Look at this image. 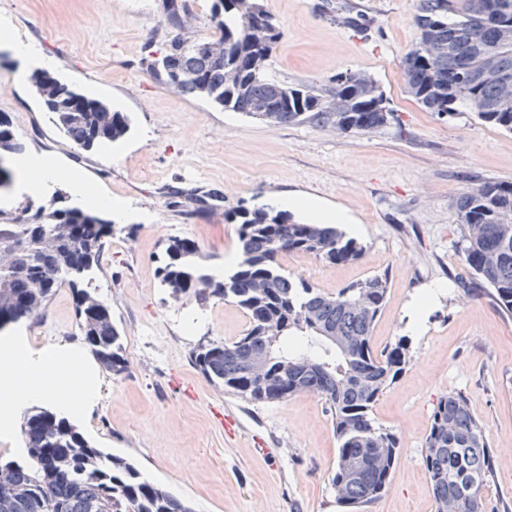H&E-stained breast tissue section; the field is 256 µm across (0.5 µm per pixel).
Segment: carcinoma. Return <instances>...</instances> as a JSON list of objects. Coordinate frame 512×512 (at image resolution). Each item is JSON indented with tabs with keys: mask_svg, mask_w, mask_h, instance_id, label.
<instances>
[{
	"mask_svg": "<svg viewBox=\"0 0 512 512\" xmlns=\"http://www.w3.org/2000/svg\"><path fill=\"white\" fill-rule=\"evenodd\" d=\"M483 0H420L416 22L420 43L427 45V59L409 50L401 59L406 86L421 95L430 112L448 115L474 112L484 122L512 131V112L493 110L497 88L492 83L469 84L463 76V59L469 43L484 35ZM166 26L181 24L187 0H162ZM210 24L215 38L226 43L224 61L210 59L198 47L183 48L172 37L173 67L182 76L178 92L203 97L226 111L256 116L261 104L273 107L279 124L308 123L316 127L341 120L347 132H370L386 126L393 112L382 111L384 93L375 82L355 86L353 72L336 77L333 99L313 89L287 86L251 67L260 53L271 56L283 36L282 28L257 5L251 16L237 12L232 0H224L221 12L211 7ZM268 31L258 44L256 27ZM241 72V83L224 86V68ZM57 78L43 71L31 75L37 92H54ZM57 126L77 147L90 150L124 137L130 129L128 116L114 112L112 126L98 129V111L65 112L45 107ZM485 193L474 199L462 194L455 208L459 233V259L473 271V278L457 287L468 297H488L512 317V181L483 183ZM53 205L36 211L41 225L72 221L78 236L46 257L31 225L0 209V253L8 256L0 265V277L10 278L13 288H0V317L13 322L38 317L57 288H72L79 317L78 328L85 344L100 365L114 374L128 368L124 338L107 321L92 324L93 312L83 301L95 292L84 279L99 263L105 225L111 220L92 210L71 207L58 194ZM237 224L240 260L217 278L199 261L195 243L172 238L159 267L160 284L178 297V287L196 285L192 295L200 303L212 298L229 301L249 316V327L231 343L205 340L192 352L194 365L224 392L259 404L279 403L291 396L314 393L325 399L331 415L338 454L330 486L342 484L336 503L348 512H363L384 493L399 448L398 437L377 425L373 409L383 391L394 383L409 363V340L378 353L372 332L383 312L388 293L385 275L369 277L328 295L300 278L288 277L280 263L283 255H312L327 265L361 258L363 247L331 224L294 221L281 211L263 206H240L228 216ZM47 281L48 288L29 296L22 288L27 279ZM277 319L284 331L266 336L263 324ZM330 332L341 340L337 346L325 337ZM272 351L268 377L262 386L249 380L252 352ZM25 417L44 422V436L33 441L22 435L27 461H0V470L11 479L0 481V512H193L190 504L160 485L145 480L135 465L120 456H107L94 447L78 427L52 411L33 406ZM374 448L386 449L375 462ZM423 462L432 490L435 512L441 504L460 502V512H485L484 491L494 480L493 451L482 426L472 417L461 393L440 397L425 438Z\"/></svg>",
	"mask_w": 512,
	"mask_h": 512,
	"instance_id": "carcinoma-1",
	"label": "carcinoma"
}]
</instances>
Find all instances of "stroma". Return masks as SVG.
<instances>
[{"instance_id": "stroma-1", "label": "stroma", "mask_w": 512, "mask_h": 512, "mask_svg": "<svg viewBox=\"0 0 512 512\" xmlns=\"http://www.w3.org/2000/svg\"><path fill=\"white\" fill-rule=\"evenodd\" d=\"M262 3L284 32L267 62L270 79L322 93L342 72L365 74L387 97L390 124L367 133L271 125L157 83L140 58L172 36L160 0H0V23L31 49L32 69H47L130 119L129 132L107 150L79 149L31 81L16 80L13 53L0 54V113L26 154L63 172L36 198L14 179L0 190V208L40 205L60 190L77 207L106 194L126 209L90 276L125 338L129 367L119 375L97 368L98 402L73 422L95 447L130 460L194 512H344L330 488L338 445L324 399L305 393L258 404L225 394L192 364L191 352L204 337L234 341L248 315L219 299L172 298L158 278L174 237L193 240L208 269H223L225 254L238 248L225 213L272 207L290 195L300 202L291 212L297 221H307V201L351 217L364 252L336 265L288 257L285 270L329 295L387 276L373 348L403 336L410 342L405 371L373 411L399 449L388 489L369 512H434L423 449L434 407L450 392L465 395L494 452L485 498L488 512H500L512 504V318L457 288L472 272L458 258L454 211L470 186L512 181V132L472 112L428 111L408 94L399 62L419 38V0ZM356 14L366 30L345 24ZM69 172L81 190L66 180ZM176 188L189 201L173 202ZM435 286L442 295L421 316L418 335L408 336L407 316ZM8 332L36 349L82 345L71 289H57L38 319Z\"/></svg>"}]
</instances>
